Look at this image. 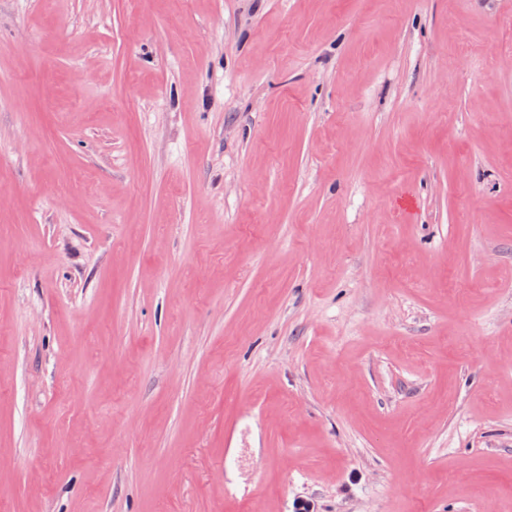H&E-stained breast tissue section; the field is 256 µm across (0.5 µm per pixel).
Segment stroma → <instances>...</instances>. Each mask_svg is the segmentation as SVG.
Returning <instances> with one entry per match:
<instances>
[{"instance_id":"1","label":"stroma","mask_w":512,"mask_h":512,"mask_svg":"<svg viewBox=\"0 0 512 512\" xmlns=\"http://www.w3.org/2000/svg\"><path fill=\"white\" fill-rule=\"evenodd\" d=\"M299 497L512 512V0H0V512Z\"/></svg>"}]
</instances>
